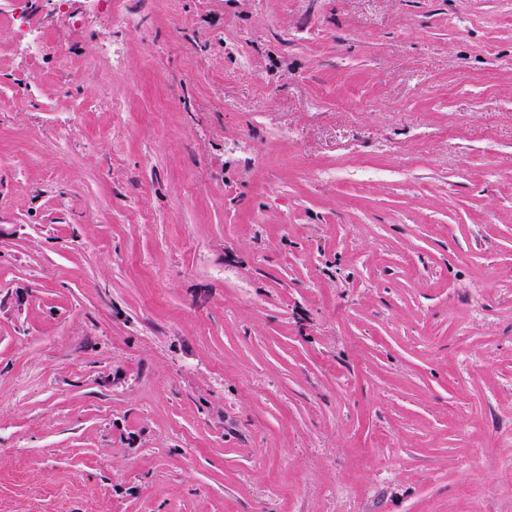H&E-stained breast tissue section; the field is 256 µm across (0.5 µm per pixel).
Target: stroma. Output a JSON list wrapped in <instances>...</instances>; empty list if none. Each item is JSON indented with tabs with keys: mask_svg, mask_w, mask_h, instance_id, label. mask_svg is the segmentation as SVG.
Segmentation results:
<instances>
[{
	"mask_svg": "<svg viewBox=\"0 0 512 512\" xmlns=\"http://www.w3.org/2000/svg\"><path fill=\"white\" fill-rule=\"evenodd\" d=\"M0 512H512V0H0Z\"/></svg>",
	"mask_w": 512,
	"mask_h": 512,
	"instance_id": "obj_1",
	"label": "stroma"
}]
</instances>
